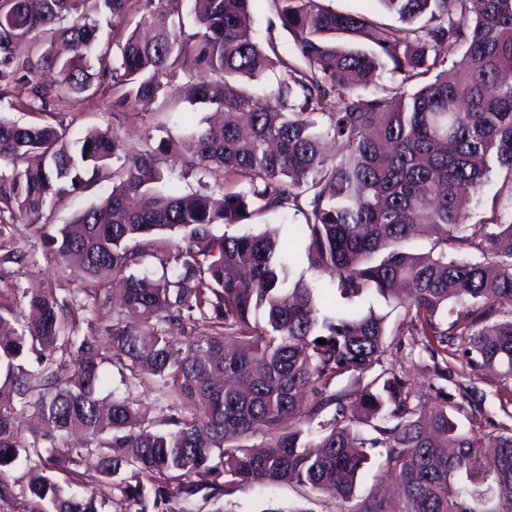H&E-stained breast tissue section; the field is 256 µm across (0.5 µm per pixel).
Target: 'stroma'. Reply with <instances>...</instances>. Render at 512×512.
Masks as SVG:
<instances>
[{"label": "stroma", "mask_w": 512, "mask_h": 512, "mask_svg": "<svg viewBox=\"0 0 512 512\" xmlns=\"http://www.w3.org/2000/svg\"><path fill=\"white\" fill-rule=\"evenodd\" d=\"M112 98L107 92H100L96 98L87 99L67 95L57 103V119L62 120L70 135H78L90 129L109 131L120 130L128 148L136 151L143 147L156 149L162 168L171 170L172 181L180 191L190 194L198 190V177L185 173L180 163L170 155L159 152L158 146L168 135L198 126L210 117L213 109L207 104H189L171 95H161L150 104L132 103L122 110H114ZM107 184H95L73 194L56 197L44 211L42 221L59 226L69 223L75 215L101 200L107 191ZM304 218L294 210L284 209L253 218L232 226L235 234L272 232L278 234L284 256L289 259L295 275H306L316 295L326 294L328 278L308 274L304 255L305 244L300 236ZM7 245L21 251V263L0 265V306L12 304L13 286L52 288L63 294L74 289L75 283L69 269L56 262L51 246L34 234L26 222L14 224L9 230ZM387 362L409 379L417 401L431 406L436 402L430 387L426 361L411 349V339L397 337L388 355ZM233 505V512H264L269 505L300 506L305 512H331L326 495L293 484L277 486L254 484L234 488L227 497Z\"/></svg>", "instance_id": "35a3bbf8"}]
</instances>
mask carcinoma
Instances as JSON below:
<instances>
[{"label": "carcinoma", "instance_id": "1", "mask_svg": "<svg viewBox=\"0 0 512 512\" xmlns=\"http://www.w3.org/2000/svg\"><path fill=\"white\" fill-rule=\"evenodd\" d=\"M136 2L0 0V113L51 115L61 95L102 89L120 105L160 93L209 104L237 121L181 133L163 151L231 188L182 194L153 150L126 152L115 130L71 138L61 124L0 116L10 168L0 172V237L54 197L112 181L100 204L54 232L31 224L79 287L18 289L27 320L0 311V473L18 461L36 471L28 492L46 504L39 512L105 509L91 484L75 491L39 473L46 443L65 475L94 456L97 477L119 480L134 512L172 500L171 512H197V499L253 483L308 487L336 512H512V425L480 430L473 378L497 368L512 380V0H477L476 10L470 0H380L404 28L324 0H270L293 58L255 38L250 0H192L191 34L186 0L155 11ZM138 12L149 37L115 43L103 31ZM449 44L462 54L448 68ZM268 70L279 71L270 86ZM385 71L400 84L375 95ZM495 173L493 206L507 220L465 223L463 200ZM281 209L304 216L309 270L332 277L341 299L374 291L403 318L328 311L292 279L276 236L215 233ZM422 228L430 248L417 252ZM161 231L187 244H135ZM400 334L431 361L432 407L384 365L388 337ZM106 370L158 392L172 414L154 420L116 392L104 404ZM346 374L359 382L352 394L334 389ZM31 419L46 432L26 436ZM74 432L86 446L61 447ZM374 448L400 492L357 503Z\"/></svg>", "mask_w": 512, "mask_h": 512}]
</instances>
